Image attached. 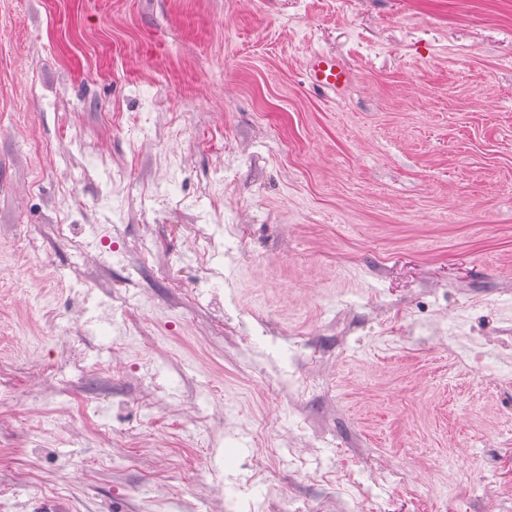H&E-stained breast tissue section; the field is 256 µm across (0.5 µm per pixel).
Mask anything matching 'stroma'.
I'll list each match as a JSON object with an SVG mask.
<instances>
[{
    "instance_id": "1",
    "label": "stroma",
    "mask_w": 512,
    "mask_h": 512,
    "mask_svg": "<svg viewBox=\"0 0 512 512\" xmlns=\"http://www.w3.org/2000/svg\"><path fill=\"white\" fill-rule=\"evenodd\" d=\"M0 280V512H212L216 453L223 512H314L341 462L406 474L382 512L488 472L463 512H512V0H0ZM77 319L96 351L50 371ZM280 368L321 390L289 405ZM309 79L323 90H341L349 81V71L336 55L317 52L307 62Z\"/></svg>"
}]
</instances>
